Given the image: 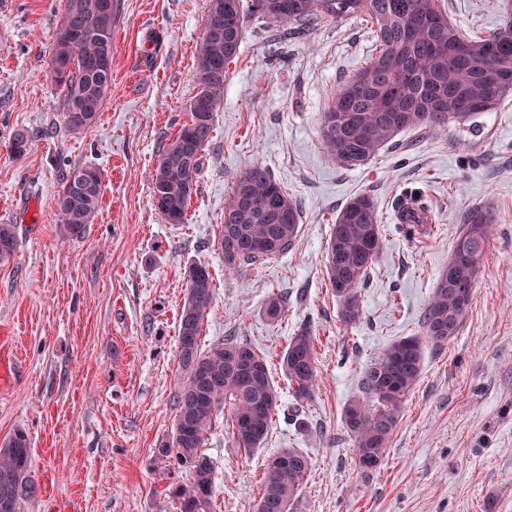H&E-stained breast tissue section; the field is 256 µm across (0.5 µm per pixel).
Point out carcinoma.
<instances>
[{
    "label": "carcinoma",
    "mask_w": 512,
    "mask_h": 512,
    "mask_svg": "<svg viewBox=\"0 0 512 512\" xmlns=\"http://www.w3.org/2000/svg\"><path fill=\"white\" fill-rule=\"evenodd\" d=\"M72 0L57 28L51 64L53 81L64 92L63 110L69 129L95 123L112 85L115 12L102 0H84L77 14ZM209 0V27L195 49L197 93L190 116L163 147L150 176L152 198L170 224H183L198 183L203 153L212 140L214 112L224 98L227 67L234 60L250 21L271 26L283 44L304 37L327 21L363 15L371 22L379 50L366 66L343 84L322 117V138L329 158L357 166L374 157L404 130L444 131L448 123L465 125L479 113L496 109L512 96V19L483 37H467L448 21L439 0ZM101 170L71 168L54 198L59 232L80 236L103 197ZM300 203L270 170L247 163L233 179L224 206V229L218 240L224 267L244 266L286 252L299 233ZM493 224L491 215L471 211L456 239L422 315L423 338H405L387 346L367 367L364 387L373 403L350 401L341 418L352 439L356 459L382 463L388 452L406 396L418 383L424 345L440 347L459 333L475 287ZM18 226L0 224V264L11 262L18 245ZM381 247L380 216L368 193L350 199L336 216L327 248L326 277L346 323L360 318L359 293ZM186 294L178 314V365L183 380L176 394L172 435L156 449L157 456L187 470L191 482L172 492L177 512H208L214 468L205 453L207 434L219 410L228 407L234 447L250 451L267 437L278 402L267 360L235 336L201 348L199 336L212 301L206 267L185 270ZM287 310L281 293L268 297L263 314L278 322ZM280 365L298 404L309 401L316 385V350L308 327L290 337ZM29 439L21 430L0 441V512H18L20 499L32 493L28 472ZM310 460L284 448L270 458L263 473L256 512L271 501L276 512H290L308 476Z\"/></svg>",
    "instance_id": "cac0c4a2"
}]
</instances>
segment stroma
I'll return each mask as SVG.
<instances>
[{
	"label": "stroma",
	"instance_id": "35a3bbf8",
	"mask_svg": "<svg viewBox=\"0 0 512 512\" xmlns=\"http://www.w3.org/2000/svg\"><path fill=\"white\" fill-rule=\"evenodd\" d=\"M112 88L94 125L64 123L48 76L65 0H0V222L17 225L14 259L0 265V440L30 439L35 491L19 512H161L165 490L190 475L155 453L172 433L178 312L184 272L205 265L213 298L202 346L235 336L268 360L279 400L271 429L252 451L234 448L220 410L205 449L215 466L210 512H255L270 457L295 448L311 463L291 512H512V100L476 119L478 135L404 132L372 160L341 167L328 157L321 115L371 54L359 16L326 22L276 50L249 22L228 68L224 99L203 154L199 190L184 223L152 202L150 176L164 144L189 117L194 52L208 0H122ZM471 36L507 24L504 0H441ZM32 141L18 156L15 134ZM270 169L301 204L287 253L231 273L218 238L232 179L245 162ZM77 165L104 173L98 212L77 238L62 239L54 197ZM372 194L382 249L348 325L326 278V248L338 211ZM415 198L429 220L407 235L395 215ZM493 218L491 237L460 333L424 352L383 463L361 471L341 423L350 400L366 399L368 364L389 344L421 335V318L448 262L463 217ZM288 296L278 322L261 307ZM308 327L317 386L295 404L279 358Z\"/></svg>",
	"mask_w": 512,
	"mask_h": 512
}]
</instances>
